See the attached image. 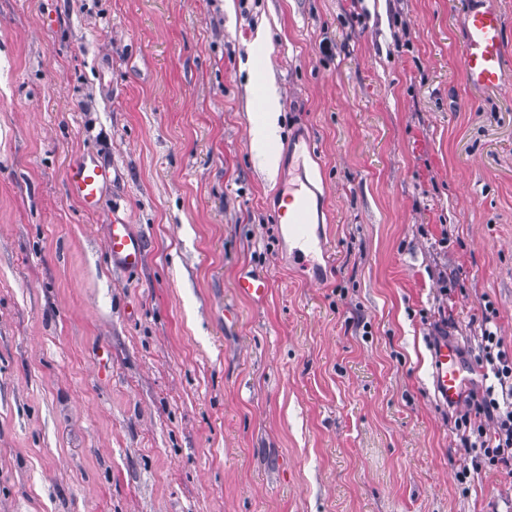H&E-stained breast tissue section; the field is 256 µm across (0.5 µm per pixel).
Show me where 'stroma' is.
I'll return each instance as SVG.
<instances>
[{"label": "stroma", "instance_id": "obj_1", "mask_svg": "<svg viewBox=\"0 0 512 512\" xmlns=\"http://www.w3.org/2000/svg\"><path fill=\"white\" fill-rule=\"evenodd\" d=\"M472 0H0V512H512L432 386L512 347V0L494 90ZM276 140L307 139L328 257L278 235ZM105 147L97 214L68 164ZM146 245L113 268V198ZM266 277L244 299L239 273ZM503 23L498 12L474 7L465 28L463 65L468 83L475 88L498 86L504 67ZM255 127L253 128L254 139L253 145L257 151L265 155L268 166L273 165V158L266 152L268 142L275 136L276 127L273 121V116L268 113L264 119V113L256 117L253 121ZM433 385L436 397L447 404L461 398L463 377L456 347L447 340H439L432 347Z\"/></svg>", "mask_w": 512, "mask_h": 512}]
</instances>
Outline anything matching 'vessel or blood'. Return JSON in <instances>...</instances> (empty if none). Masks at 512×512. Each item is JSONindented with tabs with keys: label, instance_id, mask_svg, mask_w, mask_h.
Listing matches in <instances>:
<instances>
[{
	"label": "vessel or blood",
	"instance_id": "1",
	"mask_svg": "<svg viewBox=\"0 0 512 512\" xmlns=\"http://www.w3.org/2000/svg\"><path fill=\"white\" fill-rule=\"evenodd\" d=\"M505 49L503 23L498 12L472 8L467 16L463 48V65L469 84L475 88L497 87L504 67ZM67 192L85 211L97 212L115 177L112 161L97 152H86L72 162L65 173ZM290 207L288 222L281 225L280 234L287 239L295 258L309 262L314 253L326 252L328 243L321 235L316 216L319 202L312 189L294 186L288 190ZM106 250L113 267L134 273L143 263L144 240L134 233L131 224L120 211H113L107 224ZM236 293L244 298L268 294L270 282L258 275H239ZM433 385L439 401L453 404L463 386L462 370L454 345L440 340L432 347Z\"/></svg>",
	"mask_w": 512,
	"mask_h": 512
}]
</instances>
